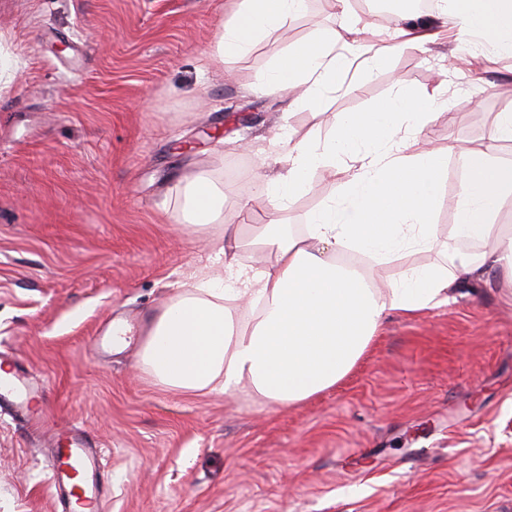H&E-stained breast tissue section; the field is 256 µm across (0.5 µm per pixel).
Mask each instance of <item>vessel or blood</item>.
<instances>
[{"label": "vessel or blood", "mask_w": 512, "mask_h": 512, "mask_svg": "<svg viewBox=\"0 0 512 512\" xmlns=\"http://www.w3.org/2000/svg\"><path fill=\"white\" fill-rule=\"evenodd\" d=\"M0 362L7 364L6 377L0 378V408L21 418L34 434H41L42 411L34 409L33 399L43 396L45 387L13 354L0 351ZM53 462L49 481L55 489V512H105L104 487L107 475L102 452L78 428L52 431Z\"/></svg>", "instance_id": "b4317fda"}]
</instances>
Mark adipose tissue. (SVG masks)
I'll return each mask as SVG.
<instances>
[{
	"label": "adipose tissue",
	"instance_id": "1",
	"mask_svg": "<svg viewBox=\"0 0 512 512\" xmlns=\"http://www.w3.org/2000/svg\"><path fill=\"white\" fill-rule=\"evenodd\" d=\"M336 24L316 29L305 41L275 54L250 85L253 93L287 94L291 106L323 110L355 52L349 0H329ZM449 21L461 39L480 38L470 56L512 52V0H448ZM307 0H231L208 56L212 66L247 56L302 15ZM443 90L421 94L408 88L367 112L333 115L326 140L294 139L283 131L274 144L282 170L261 178L255 197L288 208L310 177L348 166L340 202L322 206L305 235L285 224H263L255 251L272 255L256 268L227 264V277L200 280L183 289L156 317L141 350V363L165 388L191 395L248 390L265 402L295 405L336 386L363 357L388 312L411 316L442 305L460 279L493 273L512 286V231L493 218L512 197V162L490 150H467L466 178L454 205L457 239L494 249L456 252L447 273L431 268L405 272L396 286L378 289L359 271L330 260L346 247L382 259L406 241L427 248L434 241L432 212L447 169V149L406 153V141L432 122L453 121ZM187 226L202 227L224 212V191L205 175L184 187Z\"/></svg>",
	"mask_w": 512,
	"mask_h": 512
}]
</instances>
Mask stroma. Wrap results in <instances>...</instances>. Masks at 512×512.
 Wrapping results in <instances>:
<instances>
[{"label":"stroma","mask_w":512,"mask_h":512,"mask_svg":"<svg viewBox=\"0 0 512 512\" xmlns=\"http://www.w3.org/2000/svg\"><path fill=\"white\" fill-rule=\"evenodd\" d=\"M226 0H0V53L16 63L0 84V348L44 382L57 427L77 426L103 450L106 512H512V300L498 278L462 287L447 304L389 313L336 386L279 407L247 392L183 395L140 363L155 316L181 285L224 273L215 240L232 226L241 263L257 225L298 235L344 175H313L290 208L239 210L281 125L326 138L331 113L365 112L403 85L446 84L453 124L411 149L455 144L432 222V248L364 258L388 286L406 268H446L456 241L449 205L465 171L460 151L483 148L485 115L512 110V55L460 69L458 33L408 40L387 65H353L322 112L247 88L281 48L334 23L325 0L224 68L207 56ZM361 48L392 42L398 16L350 0ZM250 150H243V143ZM224 189V221L182 222V178ZM133 340L98 348L116 320ZM48 450L0 415V512H54Z\"/></svg>","instance_id":"1"}]
</instances>
